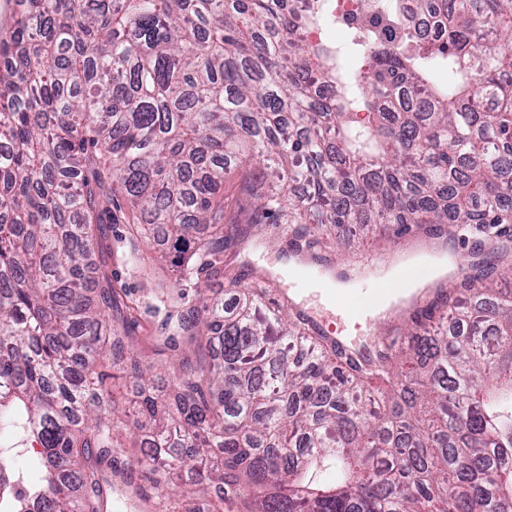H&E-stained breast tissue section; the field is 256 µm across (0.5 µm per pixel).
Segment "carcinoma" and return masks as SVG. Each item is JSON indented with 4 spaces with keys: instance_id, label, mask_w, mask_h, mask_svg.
<instances>
[{
    "instance_id": "cac0c4a2",
    "label": "carcinoma",
    "mask_w": 512,
    "mask_h": 512,
    "mask_svg": "<svg viewBox=\"0 0 512 512\" xmlns=\"http://www.w3.org/2000/svg\"><path fill=\"white\" fill-rule=\"evenodd\" d=\"M402 0L344 48L296 0H24L0 41V429L39 455L36 483L0 463V512H104L122 420L102 368L138 384L135 321L109 320L99 226L199 284L248 221L452 224L512 238V0ZM335 88L327 96L322 87ZM300 183L303 193L288 192ZM512 275L488 261L414 314L415 340L356 362L265 305L199 295L181 322L196 364L143 393L134 427L196 460L199 512H512ZM181 458L137 466L171 474Z\"/></svg>"
}]
</instances>
